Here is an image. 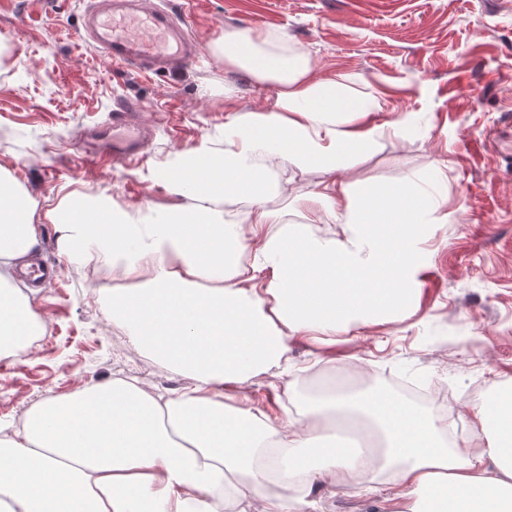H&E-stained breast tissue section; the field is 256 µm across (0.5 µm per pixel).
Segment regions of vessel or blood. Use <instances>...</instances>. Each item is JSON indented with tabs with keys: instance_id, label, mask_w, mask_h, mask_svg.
Segmentation results:
<instances>
[{
	"instance_id": "vessel-or-blood-1",
	"label": "vessel or blood",
	"mask_w": 512,
	"mask_h": 512,
	"mask_svg": "<svg viewBox=\"0 0 512 512\" xmlns=\"http://www.w3.org/2000/svg\"><path fill=\"white\" fill-rule=\"evenodd\" d=\"M83 20L91 49L115 64L170 71L198 56V42L179 29L169 10L143 9L141 0H91ZM138 113L137 103H120L109 122L92 129L87 160L99 164L137 158L150 139L137 123Z\"/></svg>"
}]
</instances>
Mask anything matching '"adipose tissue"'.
Masks as SVG:
<instances>
[{
    "instance_id": "1",
    "label": "adipose tissue",
    "mask_w": 512,
    "mask_h": 512,
    "mask_svg": "<svg viewBox=\"0 0 512 512\" xmlns=\"http://www.w3.org/2000/svg\"><path fill=\"white\" fill-rule=\"evenodd\" d=\"M265 40L257 29L231 31L217 51L275 82V102L230 117L223 156L203 145L181 152L160 175L178 201L149 222L106 198L85 204L77 191L39 211L0 165V288L9 291L0 297V359L45 322L13 275L45 219L64 253H82L115 282L107 316L132 329L130 343L188 381L164 395L118 377L33 404L21 429L0 435V512H312L311 501L268 495L270 475L306 491L320 480L371 491L374 467L326 434L354 431L361 418L384 438L379 466L400 489L392 512H512L511 389L477 408L483 437L465 448L443 441V421L388 392L323 396L279 421L248 406L257 379L287 375L289 338L329 346L374 319L404 317L438 207L408 181L339 180L319 198L345 238L291 228L263 235L266 200L279 190L274 166L332 172L371 152L373 129L345 127L342 117L378 107L314 76L306 52L277 56ZM229 198L249 204L248 223H226ZM266 269L272 279L256 287Z\"/></svg>"
}]
</instances>
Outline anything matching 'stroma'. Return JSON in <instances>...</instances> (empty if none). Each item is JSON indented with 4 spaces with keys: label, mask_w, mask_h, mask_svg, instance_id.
Wrapping results in <instances>:
<instances>
[{
    "label": "stroma",
    "mask_w": 512,
    "mask_h": 512,
    "mask_svg": "<svg viewBox=\"0 0 512 512\" xmlns=\"http://www.w3.org/2000/svg\"><path fill=\"white\" fill-rule=\"evenodd\" d=\"M82 0H0V165L38 202L55 206L69 192L109 197L117 208L164 207L174 201L156 178L179 151L206 145L223 155L229 110L271 105L277 89L226 65L213 48L230 30L259 29L287 55L301 49L317 74L343 77L382 108L366 122L376 147L343 177L382 187L419 179L439 166L449 220L430 227L420 247L428 264L416 307L404 319L372 322L318 347L293 338L287 380L261 379L250 400L271 396L269 416L297 415L321 379L393 380L446 388L467 447L479 433L475 407L512 385V139L491 141L512 121V0H195L186 23L199 57L176 73H140L111 64L85 42ZM138 102L155 130L139 161L88 164L84 130L108 122L117 105ZM281 193L266 207L269 235L301 226L343 237L318 198L331 174L285 164L273 171ZM56 268L53 283L25 289L46 319L45 340L0 368V430L48 396L91 382L137 376L159 392L186 386L174 371L140 355L128 328L109 323L95 263L65 256L54 227L40 225L34 251ZM331 490L313 485L316 512H389L384 490Z\"/></svg>",
    "instance_id": "stroma-1"
}]
</instances>
